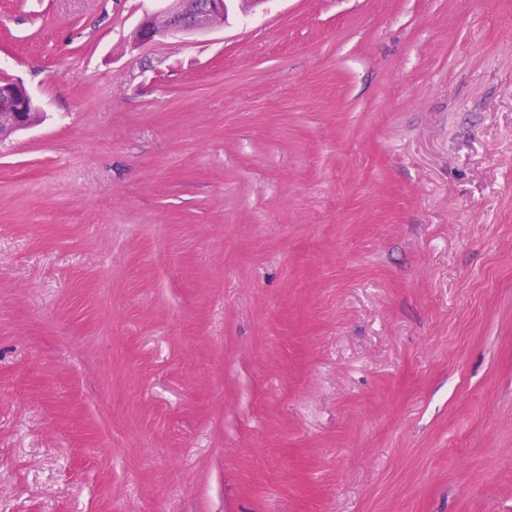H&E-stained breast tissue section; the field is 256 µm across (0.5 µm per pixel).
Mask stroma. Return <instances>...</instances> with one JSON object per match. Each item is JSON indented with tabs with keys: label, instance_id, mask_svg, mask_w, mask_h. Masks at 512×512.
<instances>
[{
	"label": "stroma",
	"instance_id": "1",
	"mask_svg": "<svg viewBox=\"0 0 512 512\" xmlns=\"http://www.w3.org/2000/svg\"><path fill=\"white\" fill-rule=\"evenodd\" d=\"M0 0V512H512V0ZM226 14V0H176L174 6L160 15H144L130 32L128 41L140 47L160 37L192 34L223 24ZM36 112L38 108L23 82H0V138L37 124Z\"/></svg>",
	"mask_w": 512,
	"mask_h": 512
}]
</instances>
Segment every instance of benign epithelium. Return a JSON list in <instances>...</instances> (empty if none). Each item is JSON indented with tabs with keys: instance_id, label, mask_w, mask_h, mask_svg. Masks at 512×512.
Segmentation results:
<instances>
[{
	"instance_id": "7a95c632",
	"label": "benign epithelium",
	"mask_w": 512,
	"mask_h": 512,
	"mask_svg": "<svg viewBox=\"0 0 512 512\" xmlns=\"http://www.w3.org/2000/svg\"><path fill=\"white\" fill-rule=\"evenodd\" d=\"M226 14V0H176L174 6L160 15H144L130 32L128 41L140 47L160 37L192 34L223 24ZM36 112L38 108L24 83L0 82V138L37 124Z\"/></svg>"
}]
</instances>
